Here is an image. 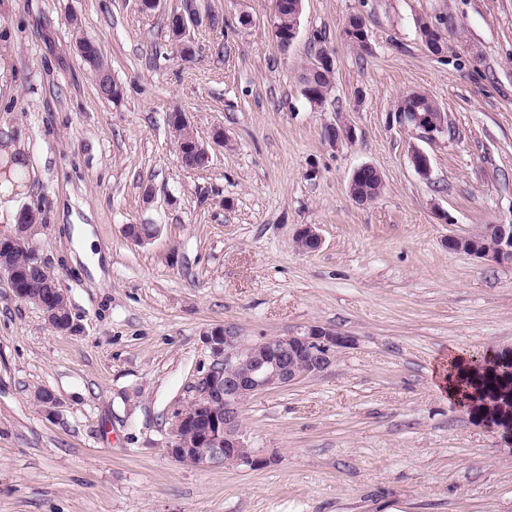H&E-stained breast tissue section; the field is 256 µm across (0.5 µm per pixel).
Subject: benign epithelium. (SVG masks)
<instances>
[{"mask_svg":"<svg viewBox=\"0 0 512 512\" xmlns=\"http://www.w3.org/2000/svg\"><path fill=\"white\" fill-rule=\"evenodd\" d=\"M198 13L189 10L175 13L170 25L177 37L192 47L190 26L197 22ZM421 37L431 52L443 50L444 37L439 26L426 20L418 21ZM299 23L284 32L273 27V39L277 47L288 48L297 38ZM397 122L411 130L419 138L434 140L450 133L447 115L444 112H393ZM325 138L335 145L342 140L354 138L349 125L331 126L325 130ZM224 144V129L213 128L210 139L197 140L187 150L200 153L211 159L210 149ZM415 172L423 179L431 175L429 157L415 148L411 153ZM123 232L131 241L143 244L152 240L157 227L145 230L142 225L126 224ZM295 239L305 245L304 251L313 252L321 245L316 227L305 224L297 231ZM450 253H465L486 258L499 264H512V223L487 224L480 231L464 236L445 239ZM33 277L41 285L59 293L58 279L54 270L39 262ZM204 340L212 355L209 370L197 382L195 396L190 404L175 415L172 439L168 453L175 459L198 467L210 468L230 463L257 466L246 442L241 425V405L254 395L273 389L290 386L307 377L327 370L335 361L336 354L354 344V339L331 329L310 325L285 336H257L247 338L232 325L211 328ZM207 413L204 426H196L197 414Z\"/></svg>","mask_w":512,"mask_h":512,"instance_id":"7a95c632","label":"benign epithelium"}]
</instances>
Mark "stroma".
I'll return each mask as SVG.
<instances>
[{
  "label": "stroma",
  "mask_w": 512,
  "mask_h": 512,
  "mask_svg": "<svg viewBox=\"0 0 512 512\" xmlns=\"http://www.w3.org/2000/svg\"><path fill=\"white\" fill-rule=\"evenodd\" d=\"M184 3L0 0L14 51L0 141L28 162L0 235L22 210L38 214L32 245L77 326L54 332L0 278V512H512V434L432 379L449 352L478 364L512 352V266L444 245L512 223V0H304L285 50L273 0H197L187 59L169 36ZM354 15L370 52L343 36ZM422 18L444 32L441 54ZM80 37L109 62L119 99L98 94ZM323 47L336 68L317 106L300 75ZM412 91L447 112L450 134L422 140L392 118ZM175 110L201 138L223 127L206 167L181 163ZM339 122L355 137L333 146L324 130ZM416 147L429 178L411 164ZM363 165L384 188L359 205L348 181ZM75 224L93 230L102 281L73 259ZM127 224L159 233L137 244ZM304 224L322 237L316 251L294 246ZM224 324L355 339L325 372L243 404L256 467L168 453L212 363L204 336Z\"/></svg>",
  "instance_id": "obj_1"
}]
</instances>
